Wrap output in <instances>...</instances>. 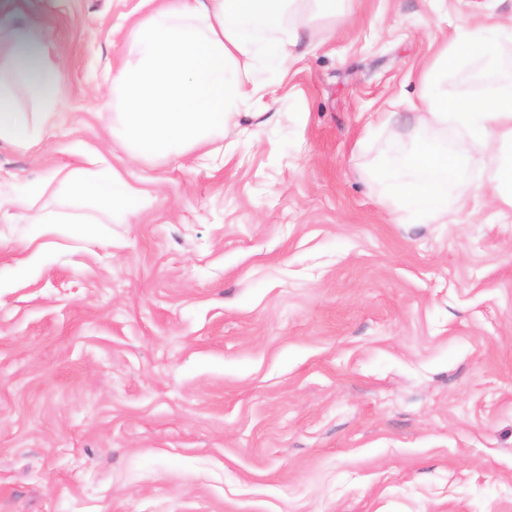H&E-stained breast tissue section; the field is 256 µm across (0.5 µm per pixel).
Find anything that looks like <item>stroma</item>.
<instances>
[{"label": "stroma", "mask_w": 512, "mask_h": 512, "mask_svg": "<svg viewBox=\"0 0 512 512\" xmlns=\"http://www.w3.org/2000/svg\"><path fill=\"white\" fill-rule=\"evenodd\" d=\"M15 3L60 93L38 144H0V191L92 150L138 199L39 251L0 218V512H512V211L401 224L370 174L456 27L512 0H342L217 166L112 129L141 0Z\"/></svg>", "instance_id": "35a3bbf8"}]
</instances>
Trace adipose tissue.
Masks as SVG:
<instances>
[{
	"label": "adipose tissue",
	"mask_w": 512,
	"mask_h": 512,
	"mask_svg": "<svg viewBox=\"0 0 512 512\" xmlns=\"http://www.w3.org/2000/svg\"><path fill=\"white\" fill-rule=\"evenodd\" d=\"M336 13V0H166L137 20L125 44L127 61L112 77V122L133 159H179L205 149L224 134L238 110L261 88L253 84L258 66L287 71L298 46L315 49L329 33L319 21ZM492 41L512 42V25L458 26L454 50L440 49L421 76L422 110L413 116L421 133L409 163L391 162L396 210L414 211L428 224H444L468 194L492 192L502 209L512 210V75L485 98L451 99L437 86L448 69L486 59ZM26 77L44 104L40 112L13 110L0 96V142L36 143L48 126L58 96L55 65L42 35L31 27L0 36V61ZM485 163L469 177V160ZM131 187L104 165L55 168L18 204L26 221L51 233L61 224H108ZM61 194L62 209L42 202Z\"/></svg>",
	"instance_id": "obj_1"
}]
</instances>
